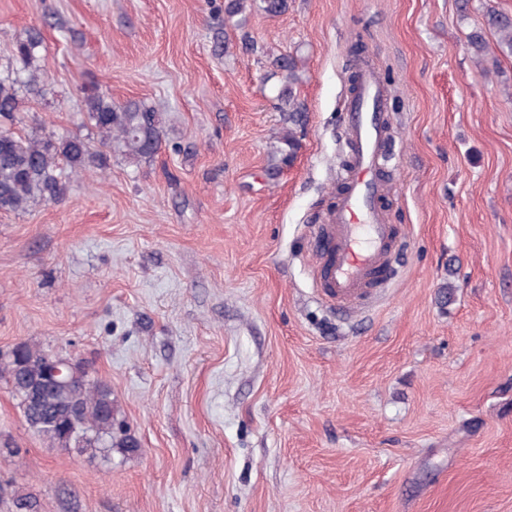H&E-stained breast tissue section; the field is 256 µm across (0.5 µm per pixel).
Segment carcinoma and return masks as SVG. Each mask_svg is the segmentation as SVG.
<instances>
[{"mask_svg":"<svg viewBox=\"0 0 512 512\" xmlns=\"http://www.w3.org/2000/svg\"><path fill=\"white\" fill-rule=\"evenodd\" d=\"M248 9L279 15L288 10V0H227L224 5L230 19ZM487 30L512 53L511 15L496 9L485 11L482 21L467 36L468 48L477 56L485 51ZM41 48V38L30 34L16 46L19 66L0 69L1 119H15L20 91H37L39 76L33 64ZM274 64L288 72L277 99L288 122L282 137L281 162L290 163L299 148L297 130L304 127L305 116L293 91L292 58L278 57ZM84 103L88 122L102 145L117 148L132 159L149 157L158 150L163 121L155 107L142 102L117 107L112 99L95 91L86 93ZM101 168L100 156L91 152L80 136L25 138L9 131L0 136V211L19 213L37 201L59 202L66 195L70 178ZM48 359V351L27 343L5 357L0 355V378L10 386L29 427L53 446L75 448L91 457L110 460L114 448L136 452L135 438L126 433L115 435L116 409L110 387L89 378L70 358L62 367V376L49 384Z\"/></svg>","mask_w":512,"mask_h":512,"instance_id":"carcinoma-1","label":"carcinoma"}]
</instances>
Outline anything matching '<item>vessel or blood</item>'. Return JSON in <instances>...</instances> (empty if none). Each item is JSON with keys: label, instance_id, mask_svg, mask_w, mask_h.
<instances>
[{"label": "vessel or blood", "instance_id": "obj_1", "mask_svg": "<svg viewBox=\"0 0 512 512\" xmlns=\"http://www.w3.org/2000/svg\"><path fill=\"white\" fill-rule=\"evenodd\" d=\"M386 89L372 64L360 71L358 92L347 106L351 166L346 189L323 231L328 249L322 255L320 280L338 307L366 298L371 287L388 277V262L399 245L381 207L385 186L380 159L389 131L384 119Z\"/></svg>", "mask_w": 512, "mask_h": 512}]
</instances>
